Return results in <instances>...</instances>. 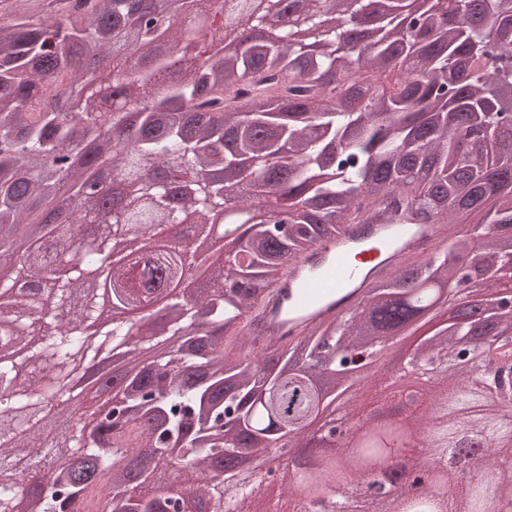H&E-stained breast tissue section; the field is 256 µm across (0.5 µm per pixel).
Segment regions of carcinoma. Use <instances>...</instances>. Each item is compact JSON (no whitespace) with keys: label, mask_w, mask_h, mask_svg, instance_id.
<instances>
[{"label":"carcinoma","mask_w":512,"mask_h":512,"mask_svg":"<svg viewBox=\"0 0 512 512\" xmlns=\"http://www.w3.org/2000/svg\"><path fill=\"white\" fill-rule=\"evenodd\" d=\"M224 0H58L48 15L0 8V226L33 225L24 256L0 248V474L19 441L55 475L35 512H65L108 489L99 512H232L266 476L243 484L235 463L296 448L320 455L311 425L391 384L368 356L403 347L405 371L443 388L416 421L427 449L458 436L447 471L409 499L390 486L389 512H512V0H241L239 49L204 36ZM346 26H336V15ZM163 40L180 77L113 56ZM130 180L107 211L84 192L94 164ZM217 170L293 201L288 230L234 217L236 260L194 294L171 297L141 335L102 321L89 286L110 262L112 304L137 308L180 278L197 230L220 207ZM189 216L190 234L168 225ZM473 226L436 235L371 283L365 304L323 318L293 342L249 354L245 324L290 264L343 235L367 249L373 225ZM126 253L110 261L112 245ZM83 254L59 278L56 255ZM115 358L108 408L85 425L49 420L80 394L91 361ZM127 437L133 449L116 453ZM146 444L150 456L136 454ZM379 441L329 459L299 482L329 491L381 475ZM0 512H18L8 484Z\"/></svg>","instance_id":"cac0c4a2"}]
</instances>
